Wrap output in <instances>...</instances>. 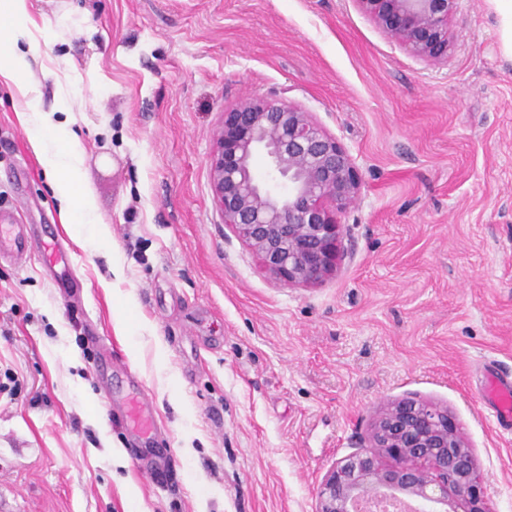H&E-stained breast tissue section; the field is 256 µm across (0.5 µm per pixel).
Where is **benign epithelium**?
<instances>
[{
  "label": "benign epithelium",
  "mask_w": 512,
  "mask_h": 512,
  "mask_svg": "<svg viewBox=\"0 0 512 512\" xmlns=\"http://www.w3.org/2000/svg\"><path fill=\"white\" fill-rule=\"evenodd\" d=\"M388 37L426 61L448 58V20L460 0H355ZM269 159L281 194L260 182ZM215 204L225 227L277 282L315 287L344 257L341 216L358 198L355 158L310 113L281 99L247 98L224 110L210 155ZM316 512H361L408 501L412 512H492L472 449L434 405L402 400L373 426L369 444L336 463L316 493Z\"/></svg>",
  "instance_id": "obj_1"
}]
</instances>
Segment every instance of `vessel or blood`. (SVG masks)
<instances>
[{"label": "vessel or blood", "mask_w": 512, "mask_h": 512, "mask_svg": "<svg viewBox=\"0 0 512 512\" xmlns=\"http://www.w3.org/2000/svg\"><path fill=\"white\" fill-rule=\"evenodd\" d=\"M34 254L39 255L44 266L53 273L60 291L68 292L76 288L74 256L61 238L37 233L27 224L0 225V259L22 262ZM483 397L491 403L497 424L512 431V381L500 377L489 379ZM122 420L131 426L137 437L145 441L150 440L156 431L153 406L143 395L127 406Z\"/></svg>", "instance_id": "1"}]
</instances>
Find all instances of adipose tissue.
Segmentation results:
<instances>
[{"label": "adipose tissue", "instance_id": "obj_1", "mask_svg": "<svg viewBox=\"0 0 512 512\" xmlns=\"http://www.w3.org/2000/svg\"><path fill=\"white\" fill-rule=\"evenodd\" d=\"M31 0H0V82L13 85L24 102L22 109L30 143L51 175L63 223L95 225L106 238L96 198L85 183L83 152L69 123H54L38 102L31 79L38 56L41 29L31 18Z\"/></svg>", "mask_w": 512, "mask_h": 512}]
</instances>
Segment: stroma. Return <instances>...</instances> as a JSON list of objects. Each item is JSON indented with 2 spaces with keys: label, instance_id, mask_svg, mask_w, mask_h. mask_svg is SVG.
I'll use <instances>...</instances> for the list:
<instances>
[{
  "label": "stroma",
  "instance_id": "obj_1",
  "mask_svg": "<svg viewBox=\"0 0 512 512\" xmlns=\"http://www.w3.org/2000/svg\"><path fill=\"white\" fill-rule=\"evenodd\" d=\"M40 46L81 76L66 113L109 236L62 224L18 96L0 83V209L62 224L80 288L0 262V499L11 512H315L391 402L447 408L493 512H512V433L479 383L512 374V56L493 0H461L444 61L355 0H32ZM285 98L355 158L348 251L315 288L271 281L225 227L209 154L226 107ZM126 307L130 328L114 320ZM138 379L172 477L108 405Z\"/></svg>",
  "mask_w": 512,
  "mask_h": 512
}]
</instances>
